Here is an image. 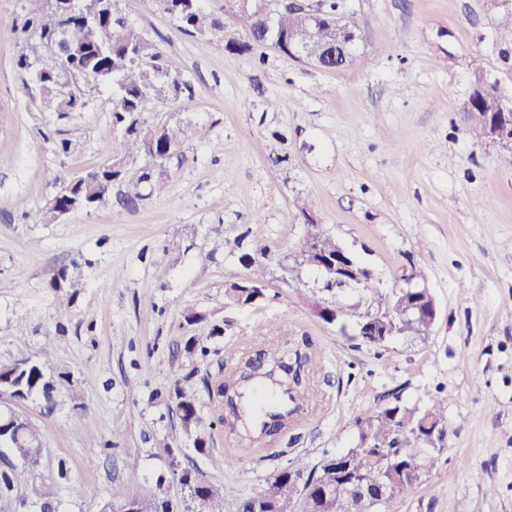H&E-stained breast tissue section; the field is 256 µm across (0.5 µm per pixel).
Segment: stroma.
I'll list each match as a JSON object with an SVG mask.
<instances>
[{"mask_svg":"<svg viewBox=\"0 0 512 512\" xmlns=\"http://www.w3.org/2000/svg\"><path fill=\"white\" fill-rule=\"evenodd\" d=\"M342 4L368 63L327 71L270 44L226 51L183 33L157 0H120L129 23L181 63L186 88L148 101L145 115L184 125L182 154L148 199L125 204L116 186L104 207L43 224L56 177L111 162L120 133L109 94L63 118L42 107L15 64L14 21L32 2L0 0V362L50 347L76 389L50 412L37 399L21 404L43 457L0 497V512H29L53 479L60 512L153 492L162 474L180 499L176 463L247 497L296 458L314 464L348 448L355 418L395 388L414 401L447 398V435L426 480L390 512H512V161L472 138L462 110L480 80L512 102V47L496 38L512 0ZM48 134L71 152L55 153ZM299 199L381 288L421 272L437 309L429 339L371 347L313 313L310 272L290 269L304 235ZM246 231L272 253L265 298L240 306L225 287L249 271L211 239ZM73 262L83 287L65 305L50 282ZM189 308L203 321L187 323ZM216 324L224 333L212 346L228 373L271 340L311 336L317 391L295 428L228 446L225 408L205 399L211 440L195 448L168 395L181 376L200 389L184 344ZM83 408L92 430L74 423Z\"/></svg>","mask_w":512,"mask_h":512,"instance_id":"obj_1","label":"stroma"}]
</instances>
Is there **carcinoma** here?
I'll return each instance as SVG.
<instances>
[{
  "instance_id": "obj_1",
  "label": "carcinoma",
  "mask_w": 512,
  "mask_h": 512,
  "mask_svg": "<svg viewBox=\"0 0 512 512\" xmlns=\"http://www.w3.org/2000/svg\"><path fill=\"white\" fill-rule=\"evenodd\" d=\"M33 6L20 20V32L25 36L28 52L17 58V67L28 72L31 63L39 65L41 84L39 91L53 87L54 82L65 75L77 82L74 95L69 101L68 111H83L87 105L90 87L80 82L81 74L92 71L99 75L96 85L112 87V127L122 132L117 155L123 157L125 165L113 169L104 164L92 168L88 175L77 178L62 177L54 183V193L41 210L44 224L58 222V212L64 210L71 198L79 197L90 206L105 205L115 185L125 188V197L130 202L143 200L144 189L160 191L164 183L157 178L169 160L182 149V129L169 124L151 125L144 117V104L152 97L178 93L182 89V66L178 59L160 50L150 39L140 38V31L128 20L114 13L99 9L91 25L74 20L71 22L72 38L78 53L60 58L43 52V47L52 40L56 31L68 20L44 0H32ZM162 10L180 24L190 35H200L221 45L230 52L247 51L261 43L256 35L265 22L274 27L275 36L282 52H287L288 42H310L313 51L321 52V46L332 39L329 24L319 21L304 24L298 17L280 12L267 19L256 11L240 12L239 27L245 38L228 28L223 16L216 11H206L198 6V0H158ZM306 217L304 241L312 243V250L299 249L295 260L302 266L315 268L320 256L334 257L344 247L336 238L311 223L307 202L300 203ZM238 260L250 274L247 286L230 283L225 288V298L232 304H248L264 296L261 286L266 279L267 260L270 247L261 240L248 243L240 238L235 241ZM54 288H69V299L79 293L81 284L72 279L66 268H59L52 278ZM373 315L362 318L351 309L352 302L336 299L330 293L312 295L311 307L320 311L326 323L336 318V309L345 307L340 332L352 339L382 347L398 338L427 339L434 321L424 316L409 319L397 312L390 318L384 311L401 308L400 300L392 299L389 293L374 282L367 289ZM311 343L305 336L299 341L287 338L272 345L267 353V366L281 369L293 358H303L308 366L307 380L293 388L288 394L295 406L288 416H298L313 400L315 394L314 374L317 366L308 352ZM190 357L202 360L213 354L208 343L197 336L190 337L184 346ZM197 369H192L174 383L169 399L178 407L181 423L187 433L200 429L202 417L198 398L188 393L184 383L191 380ZM250 378L240 372L212 386L209 376L202 377L208 397L224 396V390L241 391ZM72 384L71 372L56 365L49 348L44 347L28 360L0 363V387L11 392V397L28 399L41 397L48 408L55 405L57 392ZM11 401L5 400L0 407V447L11 449L17 464L8 471L0 472V495H7L15 487L26 483L39 463L43 443L39 429L14 414ZM448 399L435 398L426 403L410 402L403 392L396 389L384 396L380 403L355 418V433L351 446L339 456H328L309 468L304 463L286 467L265 480L258 493L236 498L237 512H385L389 504L398 497L415 489L429 474L434 456L444 450L446 425L444 412ZM178 483L188 489V499L179 508L163 493L164 478L157 480L158 491L139 496L140 512H224V502L235 498L233 488L216 486L205 481L192 468L173 469ZM361 481L364 491L356 493L352 503L339 496L323 499L319 485L324 478ZM384 498L383 503L377 499ZM37 503L52 512L59 506L57 491L53 485H44L37 492Z\"/></svg>"
}]
</instances>
